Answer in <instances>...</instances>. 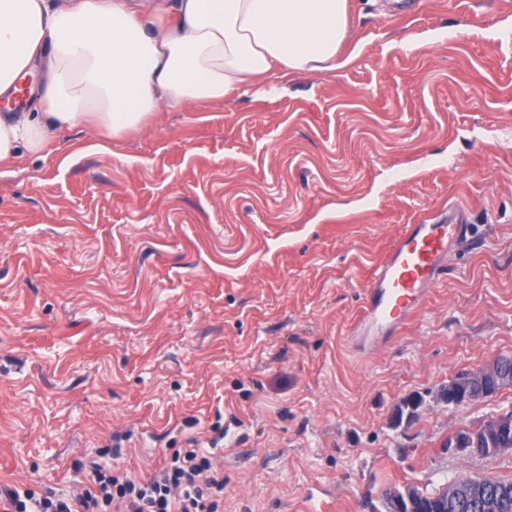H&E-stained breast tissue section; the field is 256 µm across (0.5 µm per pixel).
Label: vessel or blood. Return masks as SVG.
<instances>
[{"label": "vessel or blood", "mask_w": 512, "mask_h": 512, "mask_svg": "<svg viewBox=\"0 0 512 512\" xmlns=\"http://www.w3.org/2000/svg\"><path fill=\"white\" fill-rule=\"evenodd\" d=\"M465 210L456 207L435 224H411L374 268L362 312L352 330L361 351L384 344L418 311L448 258V246L466 239Z\"/></svg>", "instance_id": "vessel-or-blood-1"}]
</instances>
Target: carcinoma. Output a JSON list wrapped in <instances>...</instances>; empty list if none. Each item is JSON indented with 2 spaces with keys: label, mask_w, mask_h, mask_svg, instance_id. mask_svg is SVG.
I'll return each mask as SVG.
<instances>
[{
  "label": "carcinoma",
  "mask_w": 512,
  "mask_h": 512,
  "mask_svg": "<svg viewBox=\"0 0 512 512\" xmlns=\"http://www.w3.org/2000/svg\"><path fill=\"white\" fill-rule=\"evenodd\" d=\"M467 485L482 489L479 494L464 498H448V490L441 488L432 492L420 491L418 498L423 512H485L484 496H495L499 499L497 512H512V477L468 478Z\"/></svg>",
  "instance_id": "1"
}]
</instances>
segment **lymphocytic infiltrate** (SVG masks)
Returning a JSON list of instances; mask_svg holds the SVG:
<instances>
[{
    "instance_id": "obj_1",
    "label": "lymphocytic infiltrate",
    "mask_w": 512,
    "mask_h": 512,
    "mask_svg": "<svg viewBox=\"0 0 512 512\" xmlns=\"http://www.w3.org/2000/svg\"><path fill=\"white\" fill-rule=\"evenodd\" d=\"M78 494L18 491L20 512H219L224 482L212 472L210 454L186 448L149 478L90 463Z\"/></svg>"
}]
</instances>
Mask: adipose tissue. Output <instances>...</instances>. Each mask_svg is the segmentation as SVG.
<instances>
[{
    "label": "adipose tissue",
    "instance_id": "adipose-tissue-1",
    "mask_svg": "<svg viewBox=\"0 0 512 512\" xmlns=\"http://www.w3.org/2000/svg\"><path fill=\"white\" fill-rule=\"evenodd\" d=\"M348 12L349 0H0V96L39 78L30 110L0 113V168L60 128L142 133L186 99L343 67Z\"/></svg>",
    "mask_w": 512,
    "mask_h": 512
}]
</instances>
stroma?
Instances as JSON below:
<instances>
[{
	"mask_svg": "<svg viewBox=\"0 0 512 512\" xmlns=\"http://www.w3.org/2000/svg\"><path fill=\"white\" fill-rule=\"evenodd\" d=\"M340 53L141 134L64 130L0 175L14 486L75 493L93 460L147 476L194 439L217 444L223 512H386L395 487L512 476L445 445L512 412V387L436 398L512 355V0H350ZM454 205L467 242L391 341L353 352L380 259Z\"/></svg>",
	"mask_w": 512,
	"mask_h": 512,
	"instance_id": "obj_1",
	"label": "stroma"
}]
</instances>
